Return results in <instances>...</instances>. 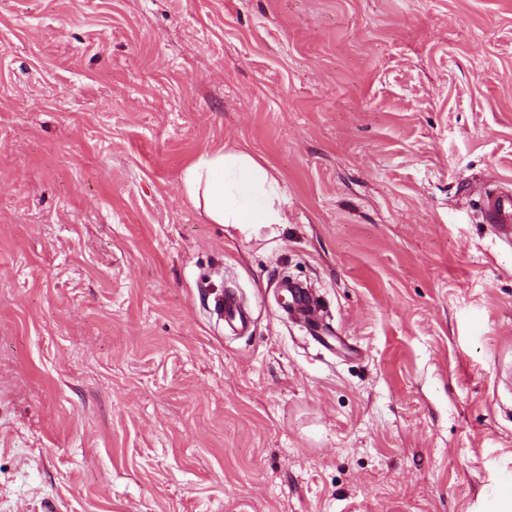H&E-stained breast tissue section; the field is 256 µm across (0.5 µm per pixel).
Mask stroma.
Returning <instances> with one entry per match:
<instances>
[{
    "label": "stroma",
    "mask_w": 512,
    "mask_h": 512,
    "mask_svg": "<svg viewBox=\"0 0 512 512\" xmlns=\"http://www.w3.org/2000/svg\"><path fill=\"white\" fill-rule=\"evenodd\" d=\"M238 146L287 200L251 238L181 185ZM487 181L512 0H0V512H502ZM279 288L288 294V301L282 306L287 317H300L307 329L319 321L321 316L307 288L288 281H282ZM218 308L229 328L237 332H245L248 329L250 315L235 291L224 292V298L219 302Z\"/></svg>",
    "instance_id": "obj_1"
}]
</instances>
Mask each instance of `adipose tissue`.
<instances>
[{
  "mask_svg": "<svg viewBox=\"0 0 512 512\" xmlns=\"http://www.w3.org/2000/svg\"><path fill=\"white\" fill-rule=\"evenodd\" d=\"M182 185L212 223L255 232L287 221L280 183L246 150L201 155L184 171Z\"/></svg>",
  "mask_w": 512,
  "mask_h": 512,
  "instance_id": "ef3b65f1",
  "label": "adipose tissue"
}]
</instances>
